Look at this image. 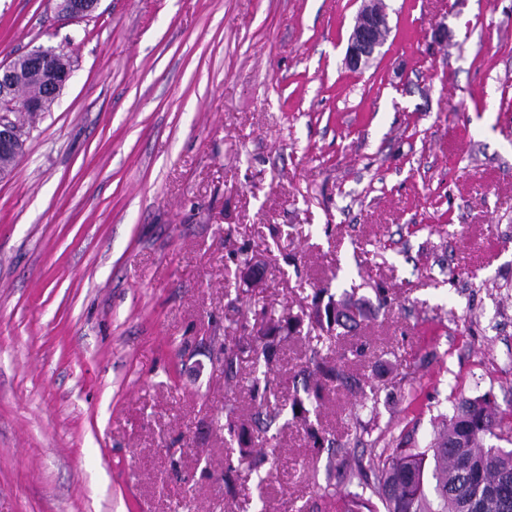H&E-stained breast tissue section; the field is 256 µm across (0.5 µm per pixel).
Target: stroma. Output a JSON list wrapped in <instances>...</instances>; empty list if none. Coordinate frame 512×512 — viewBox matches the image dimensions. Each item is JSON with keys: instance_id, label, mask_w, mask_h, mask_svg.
I'll use <instances>...</instances> for the list:
<instances>
[{"instance_id": "1", "label": "stroma", "mask_w": 512, "mask_h": 512, "mask_svg": "<svg viewBox=\"0 0 512 512\" xmlns=\"http://www.w3.org/2000/svg\"><path fill=\"white\" fill-rule=\"evenodd\" d=\"M387 4L354 72L361 0H0V63L72 59L0 177V512L323 504L300 427L270 428L271 477L241 462L224 408L250 424L254 355L234 385L220 361L320 288L365 301L339 345L376 400L337 389L329 435L373 416L422 447L450 395L512 409V0ZM308 347L282 338L280 400ZM99 0H60L57 5L58 13L67 19L76 20L90 16ZM355 25L348 38L344 58L351 71L366 68L387 42L389 21L384 0H362ZM66 51L60 48L43 49L38 48L30 52V57L33 63L42 70H46L49 74V81L44 88L43 97L56 99L65 83L70 77V72L57 71L56 61L61 58ZM47 99L44 102V107L41 112L50 110L54 100Z\"/></svg>"}]
</instances>
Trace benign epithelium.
<instances>
[{
  "mask_svg": "<svg viewBox=\"0 0 512 512\" xmlns=\"http://www.w3.org/2000/svg\"><path fill=\"white\" fill-rule=\"evenodd\" d=\"M98 3L99 0H59L57 10L64 18L83 19L95 11ZM388 32L389 21L384 0H362L356 23L348 38L345 66L351 71L366 68L387 42ZM63 54L65 51L60 48H38L30 52L33 63L49 74V81L43 93L45 98H57L70 77V72H62L56 68V61ZM37 107L39 104L31 100L22 88L0 87V152H19L12 135L11 119L6 117L7 109L32 111Z\"/></svg>",
  "mask_w": 512,
  "mask_h": 512,
  "instance_id": "7a95c632",
  "label": "benign epithelium"
}]
</instances>
